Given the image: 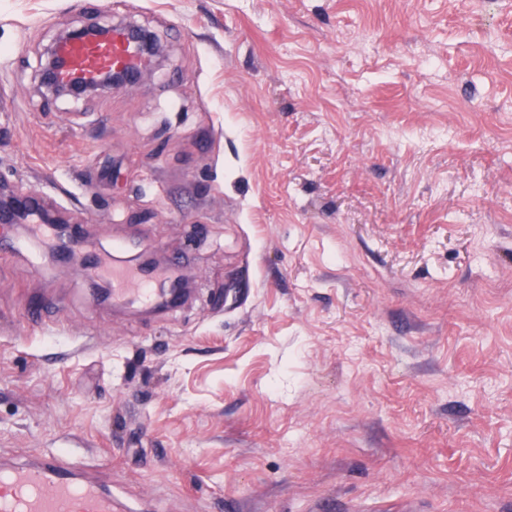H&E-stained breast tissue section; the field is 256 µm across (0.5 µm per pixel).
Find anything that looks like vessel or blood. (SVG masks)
I'll return each instance as SVG.
<instances>
[{
	"instance_id": "b4317fda",
	"label": "vessel or blood",
	"mask_w": 512,
	"mask_h": 512,
	"mask_svg": "<svg viewBox=\"0 0 512 512\" xmlns=\"http://www.w3.org/2000/svg\"><path fill=\"white\" fill-rule=\"evenodd\" d=\"M64 61L56 80L63 85L94 84L114 69L136 70L142 59L133 50L125 32L112 30L103 39L75 40L58 44ZM95 275L109 277L116 300L151 302L162 272L94 258ZM112 497L98 485L81 480L62 468L54 458L0 471V512H112Z\"/></svg>"
}]
</instances>
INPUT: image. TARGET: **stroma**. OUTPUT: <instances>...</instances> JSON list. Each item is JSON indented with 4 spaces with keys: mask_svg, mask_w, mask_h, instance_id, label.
<instances>
[{
    "mask_svg": "<svg viewBox=\"0 0 512 512\" xmlns=\"http://www.w3.org/2000/svg\"><path fill=\"white\" fill-rule=\"evenodd\" d=\"M88 22L162 65L48 97ZM0 183L191 286L104 303L17 230L0 469L76 459L115 512H512V0H0Z\"/></svg>",
    "mask_w": 512,
    "mask_h": 512,
    "instance_id": "35a3bbf8",
    "label": "stroma"
}]
</instances>
